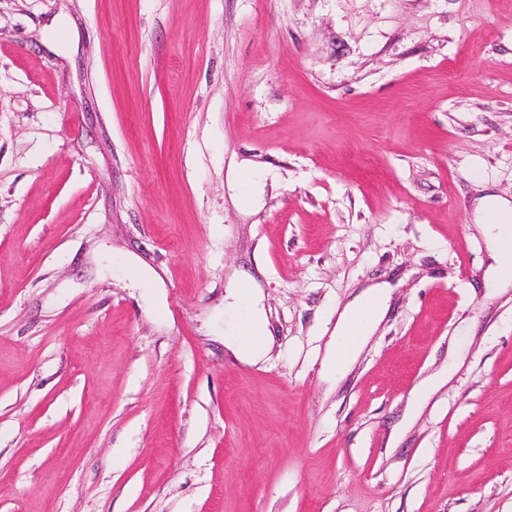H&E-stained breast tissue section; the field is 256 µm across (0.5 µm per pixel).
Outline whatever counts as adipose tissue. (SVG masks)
Returning a JSON list of instances; mask_svg holds the SVG:
<instances>
[{
	"mask_svg": "<svg viewBox=\"0 0 512 512\" xmlns=\"http://www.w3.org/2000/svg\"><path fill=\"white\" fill-rule=\"evenodd\" d=\"M474 221L486 237L494 263L486 274L493 288L512 287V200L495 194L478 199ZM388 303L385 287L373 285L349 303L339 314L326 362L336 376H344L356 352L382 320ZM240 356L259 360L269 345V335L261 315H248L232 338Z\"/></svg>",
	"mask_w": 512,
	"mask_h": 512,
	"instance_id": "obj_1",
	"label": "adipose tissue"
}]
</instances>
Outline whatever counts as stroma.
<instances>
[{
  "label": "stroma",
  "mask_w": 512,
  "mask_h": 512,
  "mask_svg": "<svg viewBox=\"0 0 512 512\" xmlns=\"http://www.w3.org/2000/svg\"><path fill=\"white\" fill-rule=\"evenodd\" d=\"M485 185L512 0H0V512H512ZM387 288L373 285L349 303L339 314L326 363L341 379L347 372L356 352L382 320L388 303ZM231 339L243 359L248 362L259 360L269 345L267 326L260 313L249 314Z\"/></svg>",
  "instance_id": "obj_1"
}]
</instances>
